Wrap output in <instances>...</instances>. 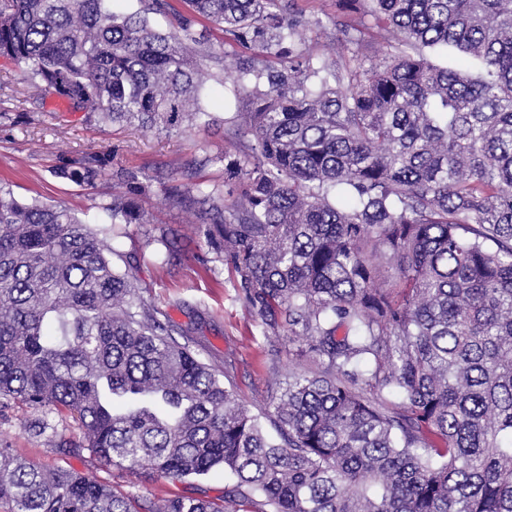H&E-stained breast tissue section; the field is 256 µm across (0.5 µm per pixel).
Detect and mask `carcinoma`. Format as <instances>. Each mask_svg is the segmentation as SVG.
Returning a JSON list of instances; mask_svg holds the SVG:
<instances>
[{"mask_svg": "<svg viewBox=\"0 0 512 512\" xmlns=\"http://www.w3.org/2000/svg\"><path fill=\"white\" fill-rule=\"evenodd\" d=\"M186 2L250 50L227 75L189 17L150 24L167 0H0V60L24 102L52 88L103 126L202 122L211 78L251 101L229 133L253 144L213 158L224 186L168 197L316 369L260 416L177 339L114 262L148 186L98 224L0 186V400L78 422L83 443L29 425L58 455L229 480L218 502L141 499L1 444L0 512H512V0H342L370 19L342 64L294 52L304 21L281 0Z\"/></svg>", "mask_w": 512, "mask_h": 512, "instance_id": "1", "label": "carcinoma"}]
</instances>
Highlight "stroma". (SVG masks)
<instances>
[{"label":"stroma","mask_w":512,"mask_h":512,"mask_svg":"<svg viewBox=\"0 0 512 512\" xmlns=\"http://www.w3.org/2000/svg\"><path fill=\"white\" fill-rule=\"evenodd\" d=\"M288 9L307 24L298 50L321 57L333 56L336 30L318 27V20L329 17L345 25L360 20L359 15L341 9L336 0H288ZM23 89L20 71H0V185L23 200L38 196L64 204L93 224L101 219L103 204L126 193L130 178L148 184L147 195L138 201L147 223L122 225L115 249L139 280L146 303L165 311L176 328L190 329L201 359L223 371L225 385L233 387L252 412L268 410L297 363V346L287 333L273 332L251 316L228 267L215 260L185 209L172 205L165 194L166 187L183 185L182 173L188 169L194 182L223 183L224 166L217 163V155L242 150L245 145L244 140L226 137L225 122L248 110V102L225 98L223 85L210 81L203 99L205 110L212 115L210 124L158 133L101 126L90 113L67 111L50 88L36 107L24 103ZM90 153L108 160L95 186L54 176L57 166ZM165 233L177 243L176 255L167 261L159 256L157 244ZM41 417V412L21 405L0 406V444L39 464L91 473L138 497L215 499L224 494L220 471L173 481L149 470L131 476L118 467L105 469L86 454L59 456L27 428Z\"/></svg>","instance_id":"1"}]
</instances>
